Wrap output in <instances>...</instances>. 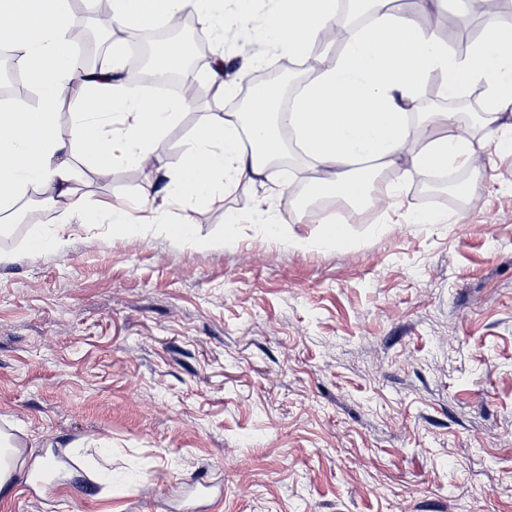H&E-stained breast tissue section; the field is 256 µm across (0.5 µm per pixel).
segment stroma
<instances>
[{"label":"stroma","instance_id":"stroma-1","mask_svg":"<svg viewBox=\"0 0 512 512\" xmlns=\"http://www.w3.org/2000/svg\"><path fill=\"white\" fill-rule=\"evenodd\" d=\"M464 0L394 14L459 36ZM225 84L256 72H310L232 27ZM147 163L115 156L81 169L74 192L44 189L41 221L0 264V434L18 471L0 512H174L208 483L207 512H512V150L460 166L457 201L433 205L394 166L372 191L388 206L296 212L289 200L323 170L284 144L269 177L205 200L169 194L180 158L213 114L235 111L210 77ZM86 204L92 223L74 217ZM273 209L278 234L258 221ZM139 221L114 230L112 212ZM240 224L228 229L227 213ZM414 212L438 224H413ZM335 222L346 244H321ZM189 223V239L171 227ZM64 228V249L33 250ZM40 496L39 458L75 452Z\"/></svg>","mask_w":512,"mask_h":512}]
</instances>
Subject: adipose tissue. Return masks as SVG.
<instances>
[{
    "instance_id": "ef3b65f1",
    "label": "adipose tissue",
    "mask_w": 512,
    "mask_h": 512,
    "mask_svg": "<svg viewBox=\"0 0 512 512\" xmlns=\"http://www.w3.org/2000/svg\"><path fill=\"white\" fill-rule=\"evenodd\" d=\"M254 37L274 53L305 57L337 24L336 0H270ZM195 14L206 28L215 25L212 0H112L111 20L141 25L147 17L168 21ZM68 0H0V42L18 46L20 64L38 104L10 106L0 113V209L30 185L70 192L74 158L90 168L110 170L115 142L127 158L148 160L155 144L183 110L174 98L130 93L116 67L87 69L68 46ZM333 67L315 70L290 108L275 90L257 95L248 111L213 115L200 126L179 161L177 187L196 198L209 197L216 179L231 185L264 175L282 148V130H292L304 153L326 170L312 184L317 197L347 203L372 200L387 205L389 192L370 196L367 174L382 162L405 160L402 179L444 168L457 160L479 165L482 146L440 114L416 153L406 147L412 126L406 107L433 74L443 93L485 88L484 121L500 124L512 113V29L487 25L462 54L410 17L380 11L375 24L342 40ZM80 83L81 100L70 112V138L59 133V103L70 83Z\"/></svg>"
}]
</instances>
